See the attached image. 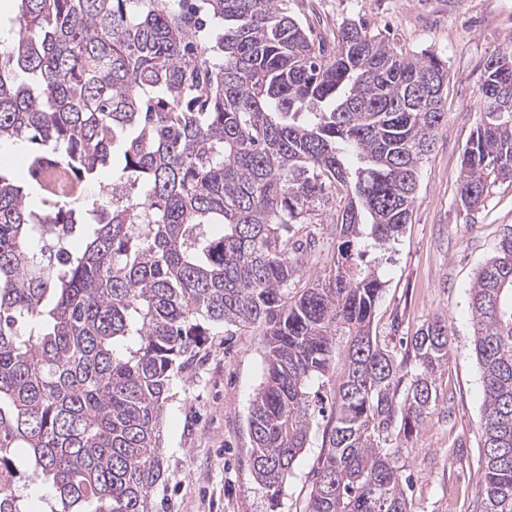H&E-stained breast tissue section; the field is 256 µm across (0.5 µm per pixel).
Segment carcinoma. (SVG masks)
Masks as SVG:
<instances>
[{"instance_id": "cac0c4a2", "label": "carcinoma", "mask_w": 512, "mask_h": 512, "mask_svg": "<svg viewBox=\"0 0 512 512\" xmlns=\"http://www.w3.org/2000/svg\"><path fill=\"white\" fill-rule=\"evenodd\" d=\"M13 2L0 144L37 146L38 184L53 168L110 179L71 199L40 186L35 206L0 172V512H32L26 480L49 486L43 512H156L169 382L221 325L264 336L250 474L269 512L307 442L309 386L334 372L342 336L304 512H410L399 460L436 404L451 326L380 344L384 284L361 260L411 219L448 122L445 61L354 21L330 51L288 0ZM496 56L461 156L467 211L491 181H512V45ZM338 185L352 194L335 224L343 262L298 288L315 247L299 232ZM469 309L483 388L474 512H512V227Z\"/></svg>"}]
</instances>
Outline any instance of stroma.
Segmentation results:
<instances>
[{
  "mask_svg": "<svg viewBox=\"0 0 512 512\" xmlns=\"http://www.w3.org/2000/svg\"><path fill=\"white\" fill-rule=\"evenodd\" d=\"M288 9L326 41L344 22L363 21L404 51L433 53L447 64L448 123L420 167L411 221L379 264L384 289L373 332L392 347L434 317L451 324L450 359L436 381L439 401L401 462L413 478L410 512H472L482 473L483 393L469 292L512 227V183L491 186L472 212L460 206L458 188L461 154L477 126L483 64L512 43V0H288ZM347 203L345 191L336 189L319 223L308 225L319 243L310 275L334 270L338 251L330 230ZM264 354L261 336L220 332L199 363L172 377L162 435L167 479L155 492L158 512H266L265 492L248 467L250 408ZM325 424L314 416L281 512H304Z\"/></svg>",
  "mask_w": 512,
  "mask_h": 512,
  "instance_id": "stroma-1",
  "label": "stroma"
}]
</instances>
